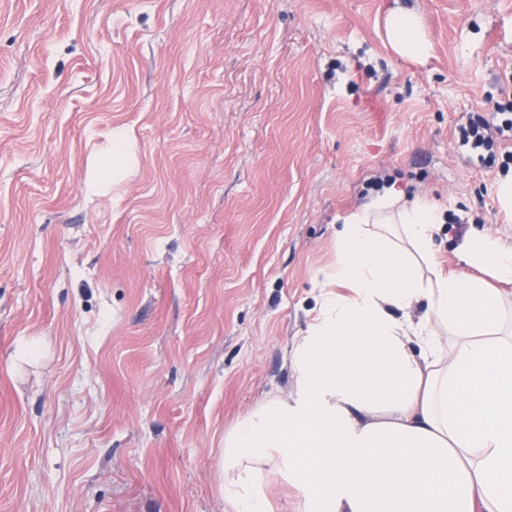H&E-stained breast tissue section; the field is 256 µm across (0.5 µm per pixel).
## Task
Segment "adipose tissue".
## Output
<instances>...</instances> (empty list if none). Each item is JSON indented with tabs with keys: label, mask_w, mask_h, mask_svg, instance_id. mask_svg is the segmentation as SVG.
<instances>
[{
	"label": "adipose tissue",
	"mask_w": 512,
	"mask_h": 512,
	"mask_svg": "<svg viewBox=\"0 0 512 512\" xmlns=\"http://www.w3.org/2000/svg\"><path fill=\"white\" fill-rule=\"evenodd\" d=\"M387 37L401 56L428 51L416 13H393ZM137 164L133 129L115 127L83 189ZM444 222L399 191L344 218L288 354L293 389L224 435L234 512H270L273 478L302 512H512V246L471 231L456 257L489 277H458L436 260Z\"/></svg>",
	"instance_id": "ef3b65f1"
}]
</instances>
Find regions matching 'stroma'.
I'll return each mask as SVG.
<instances>
[{"label":"stroma","instance_id":"1","mask_svg":"<svg viewBox=\"0 0 512 512\" xmlns=\"http://www.w3.org/2000/svg\"><path fill=\"white\" fill-rule=\"evenodd\" d=\"M510 88L512 0H0V512H232L224 433L291 391L375 179L456 216L458 275L471 223L512 245V139L454 134ZM117 125L139 163L87 197ZM387 37L399 55L420 58L428 51L421 17L410 11L393 13L387 23Z\"/></svg>","mask_w":512,"mask_h":512}]
</instances>
